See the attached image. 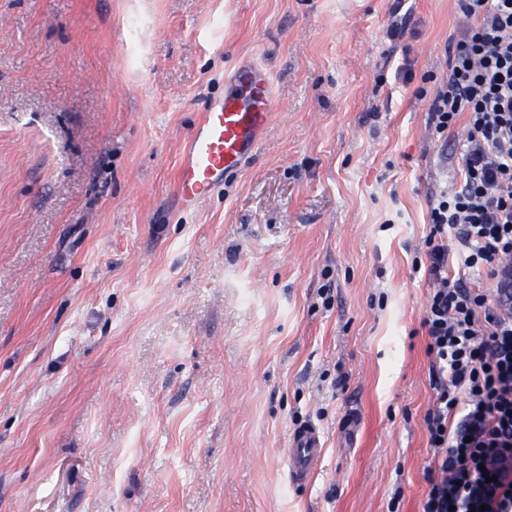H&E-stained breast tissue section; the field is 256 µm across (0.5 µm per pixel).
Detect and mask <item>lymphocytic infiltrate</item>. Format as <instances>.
Instances as JSON below:
<instances>
[{
    "label": "lymphocytic infiltrate",
    "instance_id": "lymphocytic-infiltrate-1",
    "mask_svg": "<svg viewBox=\"0 0 512 512\" xmlns=\"http://www.w3.org/2000/svg\"><path fill=\"white\" fill-rule=\"evenodd\" d=\"M462 30L425 124L461 136V177L430 200L422 326L435 399L420 512H512V0H457Z\"/></svg>",
    "mask_w": 512,
    "mask_h": 512
}]
</instances>
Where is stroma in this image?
<instances>
[{"label": "stroma", "instance_id": "35a3bbf8", "mask_svg": "<svg viewBox=\"0 0 512 512\" xmlns=\"http://www.w3.org/2000/svg\"><path fill=\"white\" fill-rule=\"evenodd\" d=\"M0 0V512H419L431 451L425 127L456 0ZM255 61L281 103L175 206ZM324 453L290 483L292 432ZM280 107L269 74L255 63L239 64L225 80L224 97L203 111L181 155L175 196L188 213L224 187L263 139L270 115Z\"/></svg>", "mask_w": 512, "mask_h": 512}]
</instances>
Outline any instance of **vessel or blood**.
Here are the masks:
<instances>
[{"instance_id":"obj_1","label":"vessel or blood","mask_w":512,"mask_h":512,"mask_svg":"<svg viewBox=\"0 0 512 512\" xmlns=\"http://www.w3.org/2000/svg\"><path fill=\"white\" fill-rule=\"evenodd\" d=\"M278 107L271 78L259 65L242 63L228 75L223 99L203 111L181 155L175 190L180 212L195 210L223 188L225 176L245 165ZM322 453L313 426L296 429L285 457L289 481H306Z\"/></svg>"}]
</instances>
